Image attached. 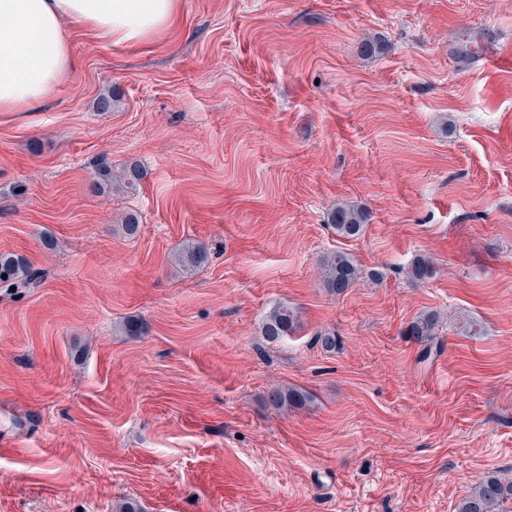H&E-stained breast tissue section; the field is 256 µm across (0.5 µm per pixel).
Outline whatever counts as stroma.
I'll use <instances>...</instances> for the list:
<instances>
[{
  "mask_svg": "<svg viewBox=\"0 0 512 512\" xmlns=\"http://www.w3.org/2000/svg\"><path fill=\"white\" fill-rule=\"evenodd\" d=\"M69 44L41 111L0 113V253L41 273L0 287V512H454L512 473V0H180L146 45ZM103 164L139 190L91 194ZM368 221L367 211L353 205L337 204L328 214V224L336 230L339 237L343 238L360 236ZM324 288L331 294H342L360 277L361 268L346 252H331L322 260ZM299 317L295 309L285 304H277L265 315L262 322V335L268 342H277L298 328ZM439 327V316L435 313L419 317L410 326L412 336H417L418 340L432 341L437 336ZM308 398L309 395L305 391L274 388L269 392L267 401L269 405L280 409L289 405H302Z\"/></svg>",
  "mask_w": 512,
  "mask_h": 512,
  "instance_id": "35a3bbf8",
  "label": "stroma"
}]
</instances>
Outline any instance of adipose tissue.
Wrapping results in <instances>:
<instances>
[{
    "instance_id": "obj_1",
    "label": "adipose tissue",
    "mask_w": 512,
    "mask_h": 512,
    "mask_svg": "<svg viewBox=\"0 0 512 512\" xmlns=\"http://www.w3.org/2000/svg\"><path fill=\"white\" fill-rule=\"evenodd\" d=\"M179 0H0V112L40 111L73 67L72 29L141 46L170 26Z\"/></svg>"
}]
</instances>
